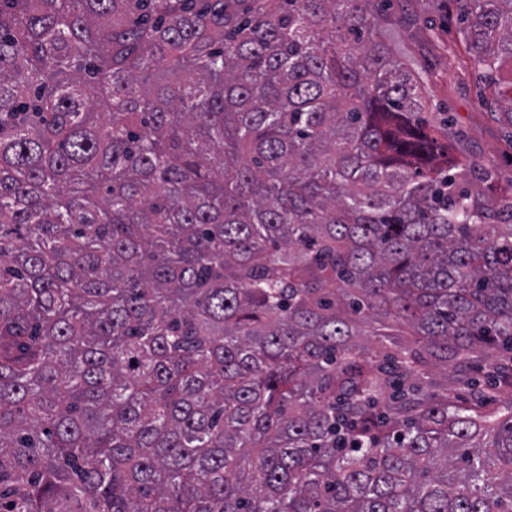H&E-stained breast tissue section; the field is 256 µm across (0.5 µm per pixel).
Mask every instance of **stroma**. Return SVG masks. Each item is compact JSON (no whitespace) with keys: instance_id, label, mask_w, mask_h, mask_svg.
Here are the masks:
<instances>
[{"instance_id":"35a3bbf8","label":"stroma","mask_w":512,"mask_h":512,"mask_svg":"<svg viewBox=\"0 0 512 512\" xmlns=\"http://www.w3.org/2000/svg\"><path fill=\"white\" fill-rule=\"evenodd\" d=\"M404 9L407 22L385 28L384 41L427 77L430 111L451 114L468 153L495 171L492 192L511 188L512 136L497 113L481 106L476 81L450 64L463 53L453 0H406Z\"/></svg>"}]
</instances>
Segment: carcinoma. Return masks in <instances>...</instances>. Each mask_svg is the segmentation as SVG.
Masks as SVG:
<instances>
[{
	"instance_id": "cac0c4a2",
	"label": "carcinoma",
	"mask_w": 512,
	"mask_h": 512,
	"mask_svg": "<svg viewBox=\"0 0 512 512\" xmlns=\"http://www.w3.org/2000/svg\"><path fill=\"white\" fill-rule=\"evenodd\" d=\"M374 2L0 0V512H512V194Z\"/></svg>"
}]
</instances>
